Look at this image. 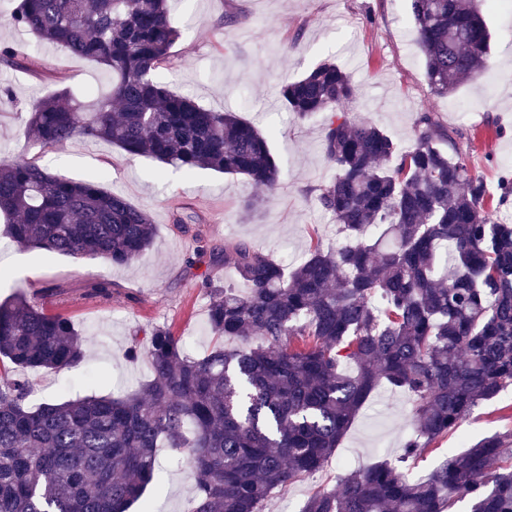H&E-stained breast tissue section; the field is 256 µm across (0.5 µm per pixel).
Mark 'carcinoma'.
Listing matches in <instances>:
<instances>
[{
	"label": "carcinoma",
	"instance_id": "1",
	"mask_svg": "<svg viewBox=\"0 0 512 512\" xmlns=\"http://www.w3.org/2000/svg\"><path fill=\"white\" fill-rule=\"evenodd\" d=\"M425 79L449 95L488 66L492 35L480 0H411ZM8 23L90 59L111 91L73 97L67 76L28 111L29 139L58 147L76 137L112 144L190 173L244 178L253 218L281 169L268 137L234 112L176 94L155 72L179 38L171 0H20ZM300 119L318 116L336 175L316 196L343 241L317 244L291 271L245 242L224 247L247 291L217 285L208 324L218 339L203 358L185 355L154 328L143 358L151 379L122 396L26 404L25 373L77 366L82 333L17 293L0 302V512H128L157 481V450L186 454L200 475L189 512H260L276 489L319 471L370 396L386 385L414 397L415 435L404 458L455 431L482 401L512 386V224L488 208L486 185L438 131L431 114L403 151L381 128L340 106L355 86L324 61L283 83ZM0 216L8 238L80 260L128 265L154 238L150 216L93 178L72 181L29 158L0 159ZM386 225V245L366 239ZM319 491L301 512H512V461L488 436L411 479L382 461Z\"/></svg>",
	"mask_w": 512,
	"mask_h": 512
}]
</instances>
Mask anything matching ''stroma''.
Listing matches in <instances>:
<instances>
[{"label":"stroma","mask_w":512,"mask_h":512,"mask_svg":"<svg viewBox=\"0 0 512 512\" xmlns=\"http://www.w3.org/2000/svg\"><path fill=\"white\" fill-rule=\"evenodd\" d=\"M15 5L16 0H0V49L38 57L40 65L22 70L0 63V157L34 158L62 178H97L147 212L155 226L152 246L131 266L118 267L93 257L21 251L10 244L0 218V301L25 292L49 313L70 318L83 334L84 358L77 367L29 372L28 406L138 388L149 379V366L127 360L125 352L132 337H146L156 327L180 337L189 357L207 355L217 339L206 328L210 295L201 278L240 282L224 263L225 243L245 242L278 259L301 257L316 243L336 246V226L315 202L317 189L335 174L324 156L322 126L314 117L297 119L277 97L282 83L324 60L351 75L356 96L343 106L350 117L375 123L404 149L413 143L421 113H432L483 176L491 199H498L503 178L512 179V10L497 0L483 7L492 33L489 66L449 96L433 94L425 81L409 0H177L181 36L172 64L160 68L157 78L206 109L238 113L269 133L284 172L250 220L239 215L241 200L254 192L243 179L204 169H164L151 158L131 157L87 138L46 149L30 143L25 109L32 98L55 89L46 69L65 73L81 99L109 92L111 78L98 64L38 44L31 32L8 25ZM184 206L193 220L176 223ZM103 280L111 285L110 295L93 294V284ZM411 409L409 393L380 387L324 468L274 491L260 512H300L314 493L340 489L347 473L381 459L423 478L448 453L512 432L511 386L475 407L455 433L406 460ZM158 460L163 488L145 493L153 512H189L195 471L169 448L160 449Z\"/></svg>","instance_id":"stroma-1"}]
</instances>
